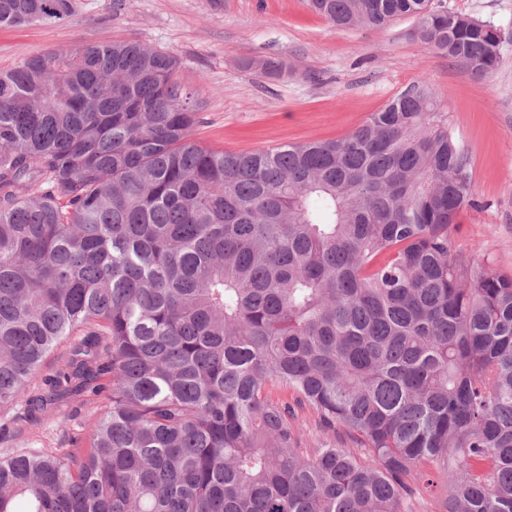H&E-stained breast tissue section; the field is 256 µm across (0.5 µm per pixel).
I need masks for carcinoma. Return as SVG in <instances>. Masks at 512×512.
Segmentation results:
<instances>
[{
    "mask_svg": "<svg viewBox=\"0 0 512 512\" xmlns=\"http://www.w3.org/2000/svg\"><path fill=\"white\" fill-rule=\"evenodd\" d=\"M308 4L499 63L496 29L430 0ZM74 11L0 0V26ZM179 67L92 42L0 71V408L23 432L107 398L85 454L0 457V512H415L413 480L442 512H512V275L452 250L470 160L433 88L339 139L224 152L192 139ZM270 385L318 411L311 455ZM70 343L71 339H68L46 357L42 369L30 381L31 389H36L39 385H42L41 377L43 374L53 373L65 368Z\"/></svg>",
    "mask_w": 512,
    "mask_h": 512,
    "instance_id": "cac0c4a2",
    "label": "carcinoma"
}]
</instances>
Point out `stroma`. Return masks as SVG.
<instances>
[{
  "label": "stroma",
  "mask_w": 512,
  "mask_h": 512,
  "mask_svg": "<svg viewBox=\"0 0 512 512\" xmlns=\"http://www.w3.org/2000/svg\"><path fill=\"white\" fill-rule=\"evenodd\" d=\"M67 20L0 27V71L42 52L87 42L135 41L177 56L195 91L193 138L220 151L270 149L341 138L413 84L433 87L469 152L475 204L451 230L474 266L512 273V0H431L495 28L500 60L478 76L425 47L416 17L339 30L305 0H77ZM284 64L281 75L256 69ZM104 401L76 397L25 432L0 410V457L34 448L66 456L89 448Z\"/></svg>",
  "instance_id": "obj_1"
}]
</instances>
